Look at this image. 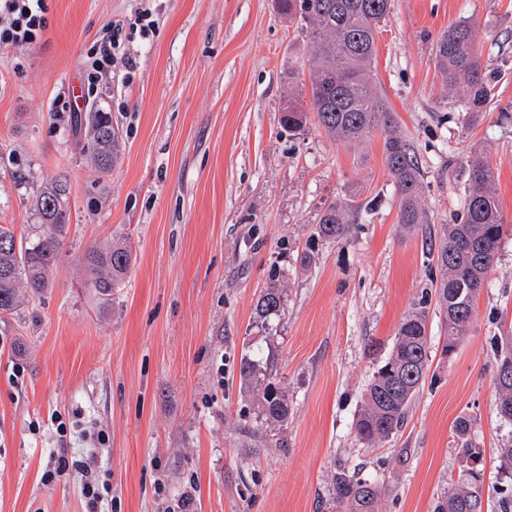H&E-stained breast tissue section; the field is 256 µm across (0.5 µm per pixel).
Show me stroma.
<instances>
[{
  "mask_svg": "<svg viewBox=\"0 0 512 512\" xmlns=\"http://www.w3.org/2000/svg\"><path fill=\"white\" fill-rule=\"evenodd\" d=\"M150 8L147 36L124 41L112 75L88 92L87 52L108 22ZM32 48H0V225L40 233L30 199L65 178L70 226L53 287L0 320V512H88L78 471L43 479L50 453L95 457L111 490L98 512H331L345 468L383 483V512H432L460 478L451 428L473 422L482 494L496 512V452L512 424L495 407L500 339L512 336V0H391L376 74L424 174L432 224L463 209L467 149L497 173L507 234L471 328L432 364L402 428L376 447L354 422L400 321L431 287L428 233L397 222L399 198L374 134L350 147L313 125L281 124L289 88L310 85V41L275 0H47ZM469 22L483 67L501 75L486 116L464 121L432 53ZM111 113L119 158L100 175L73 113ZM359 209L344 234L308 244L325 206ZM122 239L136 259L108 307L85 286L83 256ZM284 300L254 308L270 277ZM274 360L287 424L264 421L241 386L245 355ZM102 431L99 447L59 435L54 416Z\"/></svg>",
  "mask_w": 512,
  "mask_h": 512,
  "instance_id": "obj_1",
  "label": "stroma"
}]
</instances>
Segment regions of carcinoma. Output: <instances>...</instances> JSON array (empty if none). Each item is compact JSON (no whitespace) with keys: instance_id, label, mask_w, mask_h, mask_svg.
I'll use <instances>...</instances> for the list:
<instances>
[{"instance_id":"1","label":"carcinoma","mask_w":512,"mask_h":512,"mask_svg":"<svg viewBox=\"0 0 512 512\" xmlns=\"http://www.w3.org/2000/svg\"><path fill=\"white\" fill-rule=\"evenodd\" d=\"M279 14L305 31L311 42L310 103L302 109L301 95L288 98L281 121L290 130H301L308 119L334 140L356 146L372 134L383 136V161L399 197L398 223L409 232L429 226L422 205L423 174L413 144L398 129L395 113L377 86L373 62L377 34L389 16L390 0H276ZM434 58L448 79V90L459 92L465 117H483L495 98L496 78L485 74L477 51L476 32L464 21L448 27L436 41ZM87 124L92 134V156L97 169L109 172L118 159V132L109 112L93 109L73 118ZM462 171L466 177L465 205L451 224L437 230L433 248L438 276L432 289L400 322L392 349L373 374L354 430L365 444L387 442L403 425L410 405L425 382L430 367L428 318L434 310L441 317L445 355L452 354L467 336L477 295L501 248L504 224L496 190V174L483 148L474 144ZM68 183L58 179L37 196L34 208L44 234L16 238L10 227L0 225V314H10L26 297H37L51 287L50 273L59 258L70 223ZM353 205L328 204L316 228L318 238L339 237L349 223ZM86 287L103 306L122 287L133 264L130 248L114 242L90 248L84 257ZM282 301L278 278L259 298L256 314L268 318ZM240 380L258 402L259 416L284 423L289 406L285 391L270 366L245 358ZM496 410L512 424V336L505 339L495 374ZM472 419L459 416L452 436L461 455L476 448L471 438ZM499 471L512 481V441L499 449ZM483 469L462 476L443 491L434 512H483ZM335 512H382V488L344 468L333 478Z\"/></svg>"}]
</instances>
